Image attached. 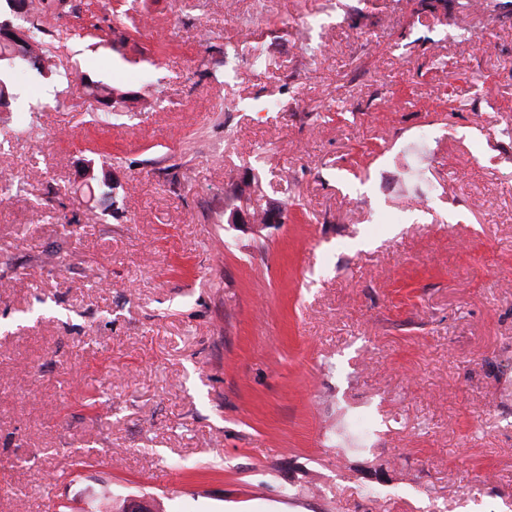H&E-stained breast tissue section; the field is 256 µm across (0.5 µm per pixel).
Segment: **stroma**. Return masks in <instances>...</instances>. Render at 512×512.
<instances>
[{"label":"stroma","mask_w":512,"mask_h":512,"mask_svg":"<svg viewBox=\"0 0 512 512\" xmlns=\"http://www.w3.org/2000/svg\"><path fill=\"white\" fill-rule=\"evenodd\" d=\"M427 2L45 16L65 77L0 114V512H512V0ZM81 86L84 93L94 96L99 103L111 108L115 107L114 104L118 103V100L124 104L131 98L128 91L117 87L109 88L93 81L91 83L82 81Z\"/></svg>","instance_id":"1"}]
</instances>
